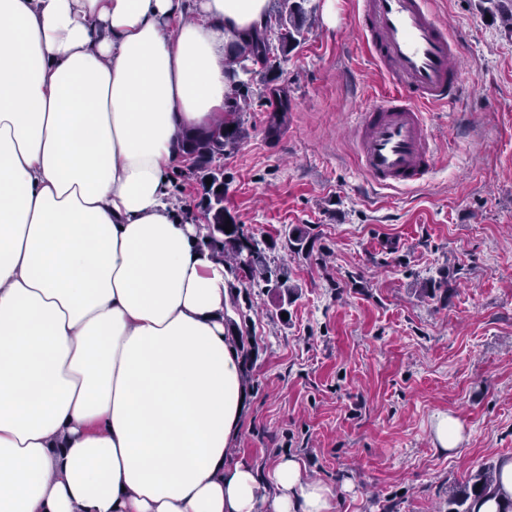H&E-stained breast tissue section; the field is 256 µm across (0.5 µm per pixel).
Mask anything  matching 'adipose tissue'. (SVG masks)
Returning <instances> with one entry per match:
<instances>
[{"instance_id": "1", "label": "adipose tissue", "mask_w": 512, "mask_h": 512, "mask_svg": "<svg viewBox=\"0 0 512 512\" xmlns=\"http://www.w3.org/2000/svg\"><path fill=\"white\" fill-rule=\"evenodd\" d=\"M269 0H0V512H334L229 458L232 279L169 199Z\"/></svg>"}]
</instances>
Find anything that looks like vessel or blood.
I'll use <instances>...</instances> for the list:
<instances>
[{
  "instance_id": "1",
  "label": "vessel or blood",
  "mask_w": 512,
  "mask_h": 512,
  "mask_svg": "<svg viewBox=\"0 0 512 512\" xmlns=\"http://www.w3.org/2000/svg\"><path fill=\"white\" fill-rule=\"evenodd\" d=\"M358 21L393 87L359 114V165L374 187L420 185L436 160L426 110L454 104L465 90L458 45L431 0H361Z\"/></svg>"
}]
</instances>
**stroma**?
Segmentation results:
<instances>
[{
	"mask_svg": "<svg viewBox=\"0 0 512 512\" xmlns=\"http://www.w3.org/2000/svg\"><path fill=\"white\" fill-rule=\"evenodd\" d=\"M433 2L472 90L429 111L438 158L420 186L372 187L356 162V115L390 88L357 0H306L313 27L253 64L245 136L222 160L225 207L295 287L232 290L228 334L250 351L233 448L263 468L296 455L339 512H438L512 457V29L490 0ZM170 175L200 223L187 162ZM297 226L309 248L292 257ZM440 414L461 424L456 454L434 446Z\"/></svg>",
	"mask_w": 512,
	"mask_h": 512,
	"instance_id": "stroma-1",
	"label": "stroma"
}]
</instances>
